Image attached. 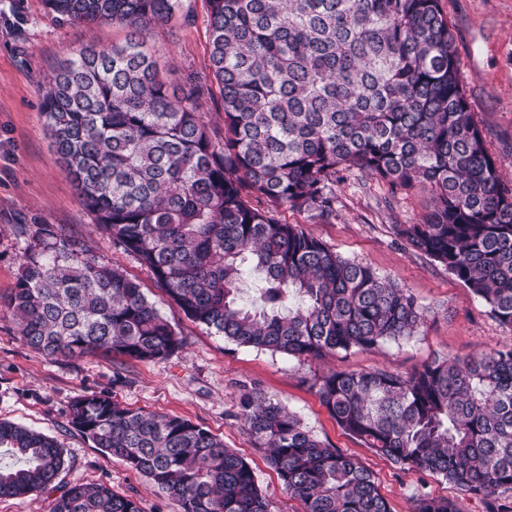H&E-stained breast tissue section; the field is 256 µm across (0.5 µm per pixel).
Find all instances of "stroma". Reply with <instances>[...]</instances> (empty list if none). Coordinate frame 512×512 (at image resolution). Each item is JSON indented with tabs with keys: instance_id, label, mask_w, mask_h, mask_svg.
Wrapping results in <instances>:
<instances>
[{
	"instance_id": "stroma-1",
	"label": "stroma",
	"mask_w": 512,
	"mask_h": 512,
	"mask_svg": "<svg viewBox=\"0 0 512 512\" xmlns=\"http://www.w3.org/2000/svg\"><path fill=\"white\" fill-rule=\"evenodd\" d=\"M439 5L454 37L470 110L490 155L505 179L512 180V0H440ZM180 12L178 22L147 32V46L177 79L207 81L206 0H181ZM125 37L118 26L87 30L56 19L44 0H0V420L57 440L65 460L59 488L105 483L136 500L142 512H180L179 504L146 477L93 448L70 425L68 408L75 397L97 393L132 409L178 415L237 451L275 512H303L244 427L239 399L253 388L294 412L313 436L357 458L373 473L393 512H412L421 493L453 500L461 512H486L482 498L460 493L439 476L399 469L346 434L310 382L328 369L386 368L404 375L438 357L478 355L512 342V332L501 328L446 267L393 235L392 225L417 223L427 213L429 195L402 190L392 206H385L387 184L358 171L336 188L334 223L287 215L305 233L413 293L430 310L417 336L312 362L225 340L188 319L150 272L95 231L93 217L79 201L46 132L43 85L64 54L89 39L108 46ZM20 224L26 234L17 232ZM44 224L84 243L100 260L119 265L139 282L182 337L183 349L159 362L103 355L52 359L24 343L8 302L22 253Z\"/></svg>"
}]
</instances>
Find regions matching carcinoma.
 <instances>
[{"instance_id":"1","label":"carcinoma","mask_w":512,"mask_h":512,"mask_svg":"<svg viewBox=\"0 0 512 512\" xmlns=\"http://www.w3.org/2000/svg\"><path fill=\"white\" fill-rule=\"evenodd\" d=\"M209 76L224 138L199 112L204 88L164 78L144 34L180 0H45L73 25L114 24L125 42L66 53L43 96L46 131L95 228L145 266L195 323L240 346L313 361L416 336L429 308L370 266L290 224L336 219L355 170L390 190L418 187L432 209L393 233L450 274L512 332V184L489 154L460 84L439 0H206ZM260 305L240 302L244 266ZM19 336L47 357L107 352L168 359L174 326L119 266L49 225L23 252L9 301ZM311 387L336 423L400 466L442 477L512 512V343L436 358L401 375L333 370ZM242 417L303 512H392L373 474L315 438L264 394ZM69 423L182 512H272L249 465L209 430L102 394ZM0 497L56 490L57 441L0 421ZM50 512H141L105 484H78ZM414 512H461L420 495Z\"/></svg>"}]
</instances>
